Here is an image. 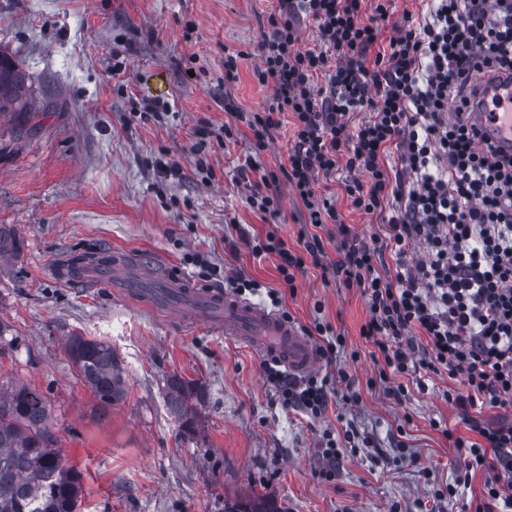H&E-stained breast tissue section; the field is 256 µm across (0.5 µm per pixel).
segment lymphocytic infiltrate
<instances>
[{
    "mask_svg": "<svg viewBox=\"0 0 512 512\" xmlns=\"http://www.w3.org/2000/svg\"><path fill=\"white\" fill-rule=\"evenodd\" d=\"M423 20H394L392 0H278L267 17L269 34L253 73L271 86L272 100L245 113L232 98L224 110L244 121L254 155L241 165L248 205L265 218L280 213V185L304 209L313 232L289 247L276 231L253 237L251 252L276 253L285 288L295 289L306 265L323 279L359 289L368 319L360 334L372 346L376 377L402 399L401 377L447 374L460 389L445 397L461 411L512 405V155L477 146L463 117L469 78L483 70H512V0H424ZM309 22L317 43L300 46ZM390 38H383V30ZM371 118L352 125L353 113ZM294 133L288 163L260 169L284 114ZM400 148V168L384 157ZM352 206L384 215L386 240L360 238L345 224L321 179L338 171ZM257 180H250L252 172ZM332 225L328 236L319 228ZM336 243L335 260L325 240ZM424 259L408 265L415 246ZM396 272L381 275L385 250ZM284 405L312 416L325 413L335 374L285 376L263 364ZM471 437L455 438L466 470L488 476L475 512H512V423L470 420Z\"/></svg>",
    "mask_w": 512,
    "mask_h": 512,
    "instance_id": "lymphocytic-infiltrate-1",
    "label": "lymphocytic infiltrate"
}]
</instances>
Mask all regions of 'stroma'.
Listing matches in <instances>:
<instances>
[{"label": "stroma", "mask_w": 512, "mask_h": 512, "mask_svg": "<svg viewBox=\"0 0 512 512\" xmlns=\"http://www.w3.org/2000/svg\"><path fill=\"white\" fill-rule=\"evenodd\" d=\"M277 0H0V53L30 77L36 109L26 130L0 118V225L16 247L0 256V383L46 395L63 459L82 474L78 512H224V502L267 495L280 512H474L486 472L456 495L463 452L447 433L469 436L442 393L408 382L402 401L370 386L375 366L360 335L368 313L358 289L323 280L306 266L295 292L279 279L277 254L254 256L245 236L268 226L248 207L234 175L252 156L240 128L213 133L232 117L225 96L262 111L271 89L253 68ZM242 53L236 82L223 86L225 52ZM123 63L113 74L115 63ZM160 100L161 121L133 116ZM202 144L194 153V144ZM180 174L161 177L156 163ZM205 161L209 173L197 168ZM124 248L145 265H170L199 288L230 286L244 273L267 304L282 292L295 325L322 318L345 334L339 362L358 404L332 395L312 419L284 408L261 355L205 320H172L142 309L111 282L91 289L70 272L83 253ZM203 264H196L195 256ZM111 344L125 374L121 401L105 405L80 380L67 353L72 337ZM179 376L202 392L187 435L166 406ZM353 427L334 477L319 471L327 435Z\"/></svg>", "instance_id": "1"}]
</instances>
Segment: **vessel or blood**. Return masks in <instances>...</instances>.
I'll use <instances>...</instances> for the list:
<instances>
[{
  "label": "vessel or blood",
  "instance_id": "b4317fda",
  "mask_svg": "<svg viewBox=\"0 0 512 512\" xmlns=\"http://www.w3.org/2000/svg\"><path fill=\"white\" fill-rule=\"evenodd\" d=\"M470 89L467 116L477 144L512 153V78L480 73L473 76ZM110 277L126 287L128 299L136 304L182 318H206L223 327L226 336L276 360L288 372L302 374L313 366L315 353L308 338L263 305L226 290L193 287L167 266L144 277L138 259L128 253L114 254L111 265L91 267L82 274L84 283L95 286Z\"/></svg>",
  "mask_w": 512,
  "mask_h": 512
}]
</instances>
